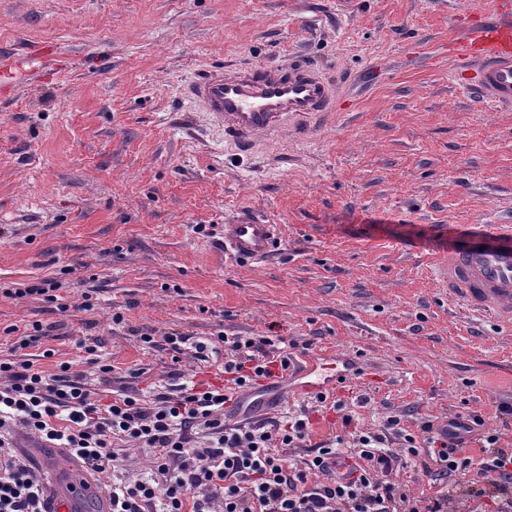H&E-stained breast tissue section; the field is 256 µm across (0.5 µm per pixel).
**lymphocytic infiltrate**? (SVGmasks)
Listing matches in <instances>:
<instances>
[{
  "mask_svg": "<svg viewBox=\"0 0 512 512\" xmlns=\"http://www.w3.org/2000/svg\"><path fill=\"white\" fill-rule=\"evenodd\" d=\"M272 345L265 336L194 343V357L202 363L225 352V385L189 379L107 401L68 364L48 374L26 360H0V512H43L47 493L14 449L15 426L67 449L109 492L112 512H448L451 488L410 496L381 481L398 460L385 446L397 420H387L383 431L356 434L345 468L340 460L346 453L338 448H314L293 463L285 458L284 449L307 437V416L226 424L224 406L236 390L288 370L289 356H273ZM484 426L477 414L459 423L484 442L476 459L465 455L461 441L423 422L430 450L421 467L490 479L487 499L466 512H512V448L499 447L498 435ZM121 442L138 444L151 458V470L130 477L117 448Z\"/></svg>",
  "mask_w": 512,
  "mask_h": 512,
  "instance_id": "f902f5d3",
  "label": "lymphocytic infiltrate"
}]
</instances>
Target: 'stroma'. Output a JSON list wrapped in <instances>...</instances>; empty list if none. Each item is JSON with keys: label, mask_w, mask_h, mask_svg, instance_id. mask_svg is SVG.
<instances>
[{"label": "stroma", "mask_w": 512, "mask_h": 512, "mask_svg": "<svg viewBox=\"0 0 512 512\" xmlns=\"http://www.w3.org/2000/svg\"><path fill=\"white\" fill-rule=\"evenodd\" d=\"M486 18L485 0H0V55L59 58L22 85L0 70V357L69 363L109 397L191 370L223 381V356L177 360L134 332L266 336L357 368L327 395L341 413L313 397L270 409L310 417L288 461L391 417L396 451L411 436L427 454L423 421L470 413L512 448V415L497 411L512 404V328L449 299L435 274L449 249L512 225V107L471 95L449 54ZM297 58L336 110L249 154L187 100L214 67ZM243 211L279 227L266 260L221 249ZM40 280L58 303L3 294ZM37 323L45 337L20 347ZM90 346L112 373L96 374ZM385 479L415 496L449 482L410 458Z\"/></svg>", "instance_id": "35a3bbf8"}]
</instances>
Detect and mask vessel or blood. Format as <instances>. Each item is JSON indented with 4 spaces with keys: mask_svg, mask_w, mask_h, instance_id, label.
<instances>
[{
    "mask_svg": "<svg viewBox=\"0 0 512 512\" xmlns=\"http://www.w3.org/2000/svg\"><path fill=\"white\" fill-rule=\"evenodd\" d=\"M490 18L484 25L469 29L451 48L462 62L479 66V79L470 92L485 104L512 106V6L507 0H490ZM6 70L33 78L50 64L46 53L12 54L0 59ZM194 107L208 112L223 127L239 152H249L259 135H274L289 120L333 111L336 103L329 85L313 69L296 65L282 68L256 65L246 68L214 69L200 76L188 88ZM278 240L276 225L249 216L225 225V255L240 260H262L270 256ZM437 276L450 298L460 300L472 311L512 325V229L486 234L483 246L449 250L437 269ZM301 382L289 387L287 378L273 375L265 380L277 388L279 401L290 392L319 395L346 380L348 368L330 369L312 361L301 367ZM267 400L252 392L237 394L224 408V419L238 422L262 417ZM94 498L101 512H111L109 494L95 487L87 475L56 457L50 467V483L45 496V512H81L85 500Z\"/></svg>",
    "mask_w": 512,
    "mask_h": 512,
    "instance_id": "vessel-or-blood-1",
    "label": "vessel or blood"
}]
</instances>
